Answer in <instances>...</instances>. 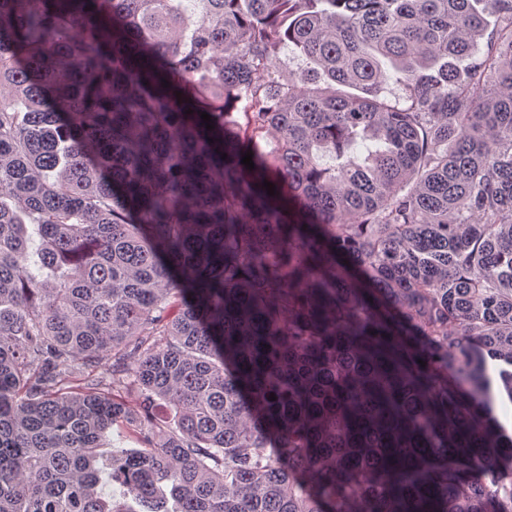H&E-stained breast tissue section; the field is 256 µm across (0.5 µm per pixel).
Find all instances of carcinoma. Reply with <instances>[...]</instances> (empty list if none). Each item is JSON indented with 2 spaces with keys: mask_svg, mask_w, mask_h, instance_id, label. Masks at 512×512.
<instances>
[{
  "mask_svg": "<svg viewBox=\"0 0 512 512\" xmlns=\"http://www.w3.org/2000/svg\"><path fill=\"white\" fill-rule=\"evenodd\" d=\"M498 393L512 0H0V512H512Z\"/></svg>",
  "mask_w": 512,
  "mask_h": 512,
  "instance_id": "1",
  "label": "carcinoma"
}]
</instances>
